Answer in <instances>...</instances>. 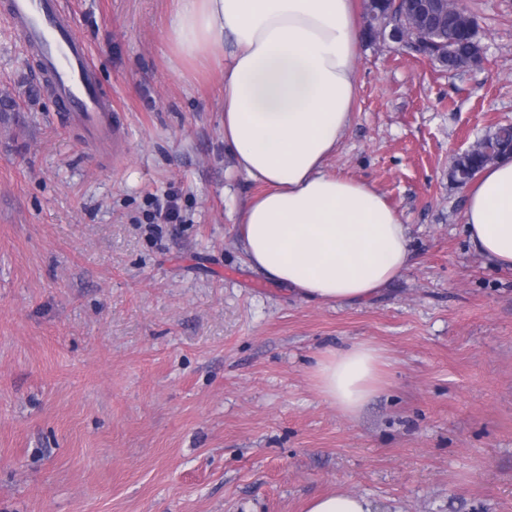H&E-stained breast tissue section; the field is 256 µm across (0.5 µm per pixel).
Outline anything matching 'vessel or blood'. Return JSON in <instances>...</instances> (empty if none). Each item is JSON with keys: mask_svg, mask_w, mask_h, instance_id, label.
<instances>
[{"mask_svg": "<svg viewBox=\"0 0 512 512\" xmlns=\"http://www.w3.org/2000/svg\"><path fill=\"white\" fill-rule=\"evenodd\" d=\"M8 13L35 50L48 87L66 117L90 139L116 137L112 103L103 98L86 43L60 0H9Z\"/></svg>", "mask_w": 512, "mask_h": 512, "instance_id": "1", "label": "vessel or blood"}]
</instances>
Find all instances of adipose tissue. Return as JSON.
Wrapping results in <instances>:
<instances>
[{
  "label": "adipose tissue",
  "mask_w": 512,
  "mask_h": 512,
  "mask_svg": "<svg viewBox=\"0 0 512 512\" xmlns=\"http://www.w3.org/2000/svg\"><path fill=\"white\" fill-rule=\"evenodd\" d=\"M360 0H178L168 30L185 64L224 61V147L265 191L237 222L251 268L315 302L364 301L411 257L407 226L370 183L330 173L353 118L363 30ZM471 242L512 270V160L467 191ZM383 357L368 342L312 367L319 394L355 415L379 389Z\"/></svg>",
  "instance_id": "1"
}]
</instances>
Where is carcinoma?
Returning a JSON list of instances; mask_svg holds the SVG:
<instances>
[{
  "label": "carcinoma",
  "mask_w": 512,
  "mask_h": 512,
  "mask_svg": "<svg viewBox=\"0 0 512 512\" xmlns=\"http://www.w3.org/2000/svg\"><path fill=\"white\" fill-rule=\"evenodd\" d=\"M425 4L426 0H369L365 6V39L405 43L450 71L477 63L481 45L475 18L464 11L430 12ZM487 138L492 153L480 149L455 160L452 178L458 185H466L490 162L491 155L508 154L505 147L512 146V127L502 126L487 134Z\"/></svg>",
  "instance_id": "obj_1"
}]
</instances>
